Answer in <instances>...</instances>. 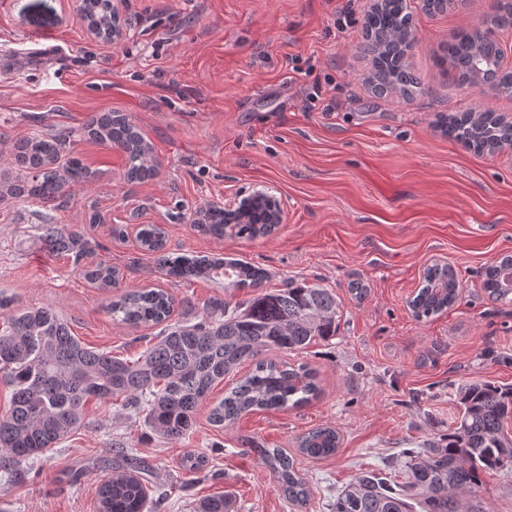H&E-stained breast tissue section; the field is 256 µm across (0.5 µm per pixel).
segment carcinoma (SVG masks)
Wrapping results in <instances>:
<instances>
[{
    "instance_id": "obj_1",
    "label": "carcinoma",
    "mask_w": 512,
    "mask_h": 512,
    "mask_svg": "<svg viewBox=\"0 0 512 512\" xmlns=\"http://www.w3.org/2000/svg\"><path fill=\"white\" fill-rule=\"evenodd\" d=\"M81 11L97 36L112 40L109 0H82ZM408 0H384L365 18L375 86L399 84L408 96L422 93L407 73L408 45L401 40L410 29ZM477 39L474 29L454 34L446 58L462 81L472 77L471 60ZM442 131L475 153L491 151L512 133V127L491 110L468 111L448 117ZM90 139L124 155L126 176L144 182L158 174L151 147L136 125L122 112H109L87 126ZM68 134L33 132L14 144L12 163L17 174L0 183V197L37 199L58 208L66 188L89 182L93 171L71 155L59 158ZM193 229L220 239L231 233L253 239L271 234L275 225L260 214L244 213L235 224L224 223V210L204 207L191 221ZM51 248L73 257L83 278L99 288H118L120 270L102 262L81 265L88 242L75 231L62 233L45 225ZM140 247L157 255V263L172 279H224V287L253 288L257 294L229 307L223 304L195 322L167 326L136 359L128 360L94 350L76 337L50 306L31 308L5 317L8 331L0 333V379L12 390L9 408L0 414V468L13 475L14 466L55 448L71 431L84 425V408L91 399L121 398L124 406L147 412V423L163 440H176L193 425L199 405L214 385L237 365L253 367L213 405L212 425L222 428L256 409L279 410L308 403L318 394L315 372L259 358L263 351H295L316 340L336 335L339 302L336 292L318 284L294 281L288 287L263 292L265 273L238 260L209 255L172 256L166 251V232L159 224H142ZM512 255L505 254L481 272V287L497 299L512 295ZM459 296L452 267L435 263L423 274L409 301L418 319L447 310ZM175 298L163 289L126 292L112 301V318L129 326L159 325L172 316ZM459 413L448 428L447 443L410 451L406 484L392 486L379 470L360 472L336 498L335 512H472L461 501L479 487L481 474L512 468V439L504 425L512 418V385L476 381L457 388ZM340 436L333 427L311 430L300 441L302 454L323 459L336 453ZM288 500L308 501L305 479L281 448L256 447ZM111 472L98 489L99 512H150L147 479L126 452L114 450Z\"/></svg>"
}]
</instances>
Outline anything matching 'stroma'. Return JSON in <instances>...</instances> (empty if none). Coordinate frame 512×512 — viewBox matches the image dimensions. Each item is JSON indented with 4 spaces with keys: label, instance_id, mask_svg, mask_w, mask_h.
<instances>
[{
    "label": "stroma",
    "instance_id": "obj_1",
    "mask_svg": "<svg viewBox=\"0 0 512 512\" xmlns=\"http://www.w3.org/2000/svg\"><path fill=\"white\" fill-rule=\"evenodd\" d=\"M80 4L0 0V178L13 173L16 141L51 129L72 133L71 153L98 172L60 208L0 198V308L52 307L82 343L133 360L159 329L113 320L120 292H170L177 321L249 297L163 275L136 239L143 223L164 227L169 251L265 269L264 289L291 280L334 289L341 313L331 339L263 354L314 370L319 393L309 403L212 426V404L250 370L246 362L166 443L121 400H92L83 427L0 478V503L8 512H98L103 463L119 446L143 468L155 512H196L216 495L232 512H333L361 471L382 468L403 484L408 450L447 434L459 386L512 384V300L493 301L481 287L482 268L512 253V150L477 155L440 131L444 117L470 109L512 120V98L459 82L440 61L453 33L489 18L490 0L413 9L408 64L425 87L413 98L369 84L359 45L372 0H123L124 35L114 43L90 33ZM113 111L151 145L153 180L127 182L121 152L85 134L91 117ZM257 190L281 201L274 234L218 240L191 227L199 208ZM47 224L81 233L88 262L118 268L120 288L86 282L71 256L47 246ZM437 260L454 268L459 296L419 320L408 302ZM356 282L365 298L351 293ZM325 426L340 435L336 454L300 453L302 436ZM255 441L294 459L311 492L306 507L286 499ZM189 455L205 457L204 469L186 471ZM467 503L512 512V469L482 474Z\"/></svg>",
    "mask_w": 512,
    "mask_h": 512
}]
</instances>
